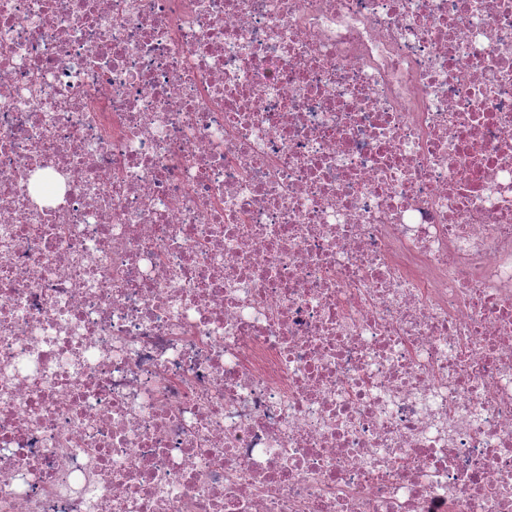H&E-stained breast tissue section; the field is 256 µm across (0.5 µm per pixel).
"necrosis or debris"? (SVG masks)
I'll use <instances>...</instances> for the list:
<instances>
[{
    "mask_svg": "<svg viewBox=\"0 0 512 512\" xmlns=\"http://www.w3.org/2000/svg\"><path fill=\"white\" fill-rule=\"evenodd\" d=\"M0 512H512V0H0Z\"/></svg>",
    "mask_w": 512,
    "mask_h": 512,
    "instance_id": "obj_1",
    "label": "necrosis or debris"
}]
</instances>
